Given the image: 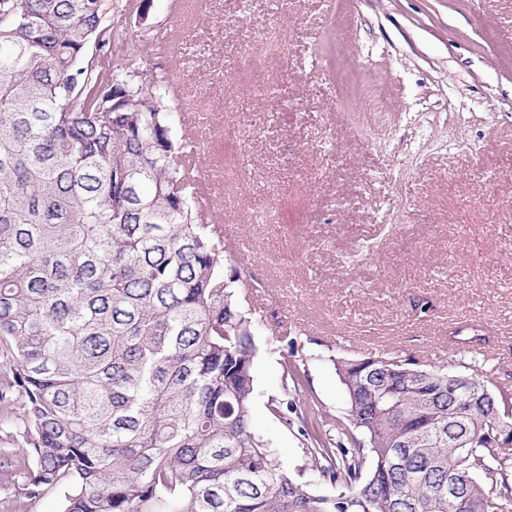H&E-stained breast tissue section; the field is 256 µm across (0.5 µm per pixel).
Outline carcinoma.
Here are the masks:
<instances>
[{
  "instance_id": "cac0c4a2",
  "label": "carcinoma",
  "mask_w": 512,
  "mask_h": 512,
  "mask_svg": "<svg viewBox=\"0 0 512 512\" xmlns=\"http://www.w3.org/2000/svg\"><path fill=\"white\" fill-rule=\"evenodd\" d=\"M112 0H0V410L22 406L27 494L62 512H512V391L345 359L349 423H300L337 489L252 429L257 322L203 221L146 54ZM336 434H331V431ZM458 494L448 495V482Z\"/></svg>"
}]
</instances>
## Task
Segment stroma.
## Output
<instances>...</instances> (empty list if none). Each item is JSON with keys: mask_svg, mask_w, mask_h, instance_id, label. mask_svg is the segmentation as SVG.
Here are the masks:
<instances>
[{"mask_svg": "<svg viewBox=\"0 0 512 512\" xmlns=\"http://www.w3.org/2000/svg\"><path fill=\"white\" fill-rule=\"evenodd\" d=\"M121 2L123 51L164 30L179 46L149 59L180 68L166 108L189 116L203 94L202 137L227 120L252 135L214 143L209 162L242 173L214 206L254 247L238 290L261 321L252 423L290 477L332 491L269 410L285 383L276 337L304 342L296 402L317 416L348 415L338 358L512 388V0ZM380 94L382 141L362 115ZM22 430L0 428V512H60L56 492L25 494Z\"/></svg>", "mask_w": 512, "mask_h": 512, "instance_id": "stroma-1", "label": "stroma"}]
</instances>
